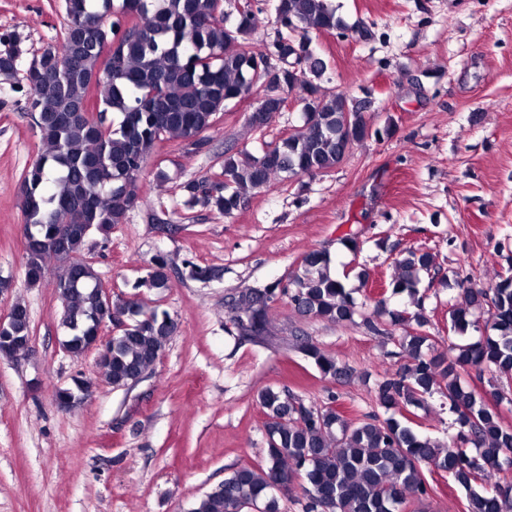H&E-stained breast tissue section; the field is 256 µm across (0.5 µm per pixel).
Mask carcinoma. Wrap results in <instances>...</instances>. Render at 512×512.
<instances>
[{"label": "carcinoma", "mask_w": 512, "mask_h": 512, "mask_svg": "<svg viewBox=\"0 0 512 512\" xmlns=\"http://www.w3.org/2000/svg\"><path fill=\"white\" fill-rule=\"evenodd\" d=\"M65 10L60 46L46 49L48 68L29 79L28 111L49 150L22 182L26 274L37 283L50 271L48 261L57 263L54 288L67 330L62 347L72 356L97 346L99 319H121L123 328L101 366L112 387L126 388L156 364L175 324L167 312L147 310L136 297L109 300L83 251L92 232L107 234L139 202L138 181L155 147L176 138L201 152L208 145L204 133L240 95L256 96L247 122L261 129L278 111V93L307 89L311 98L302 104L299 129L259 155L227 152L219 173L181 184L186 206L230 216L244 206L246 186L261 189L273 177L291 180L335 168L365 138L368 125L362 107L345 92L321 93L326 64L312 52L300 58L297 72L288 63V46H281L282 65L270 74L265 53L253 49L258 18L251 10L231 26L225 25L222 0H65ZM276 12L292 18L303 41L312 31L347 30L330 0H277ZM18 58L14 47L1 52L0 74L13 73ZM93 98L96 122L84 115ZM109 112L119 116L117 123H106ZM329 265L326 253L312 250L287 279L242 291L233 307L235 324L250 335L269 334L270 303L281 294L302 315L335 324L354 321L351 292ZM396 266L388 287L414 297L433 256L408 250ZM167 267L166 258L156 256L143 285L169 288ZM457 286L465 304L452 311L449 330L465 333L475 325L473 312L482 308L494 334L455 345L449 355L434 347L421 311H394L377 301L363 319L368 330L386 334L384 316L404 326L397 344L406 362L375 388L377 405L390 416L373 413L353 423L333 407V396L330 405L314 407L286 388H266L258 394L267 414L266 466L233 469L191 512H248L261 503L263 512H277L272 491H285V483L298 479L303 512H403L408 498L428 496L426 466L467 489L478 480L489 482V490L470 493L469 512H512V486L500 476V459L512 450V425L497 410L512 402L500 385L512 382V276L488 290L469 277ZM12 311L16 320L0 324L1 358H17L31 332L27 308L16 303ZM301 350L323 376L350 375L318 346L306 342ZM486 371L498 383L480 393L465 383L464 376ZM91 389V382L75 378L58 397L75 408ZM436 394L448 401L459 426L456 440L446 445L398 418L402 408H421ZM466 444L477 454L467 455Z\"/></svg>", "instance_id": "carcinoma-1"}]
</instances>
